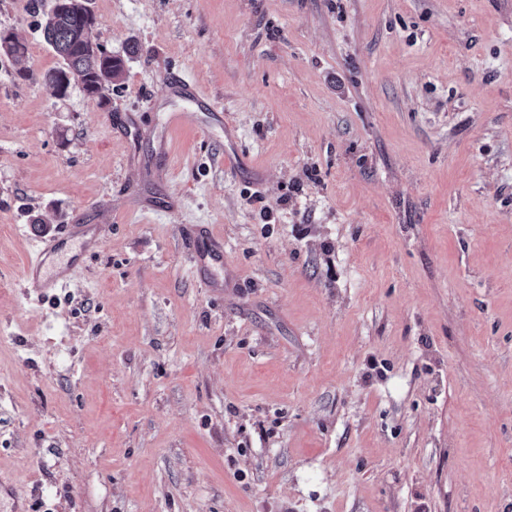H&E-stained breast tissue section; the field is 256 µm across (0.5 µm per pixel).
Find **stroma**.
Listing matches in <instances>:
<instances>
[{
  "label": "stroma",
  "instance_id": "1",
  "mask_svg": "<svg viewBox=\"0 0 512 512\" xmlns=\"http://www.w3.org/2000/svg\"><path fill=\"white\" fill-rule=\"evenodd\" d=\"M90 7L102 103L0 0V512H512V0ZM37 221L103 227L47 295ZM192 252L195 256L194 266L197 275L205 281L219 285L215 273L223 275L224 280V248L214 238L209 236L207 230L188 232ZM35 237L42 242V245L23 270V278L27 288L43 292L52 288L62 287L65 276L53 273L42 274L47 259L53 254L58 253L61 249L60 241L55 236L43 237L35 234Z\"/></svg>",
  "mask_w": 512,
  "mask_h": 512
}]
</instances>
